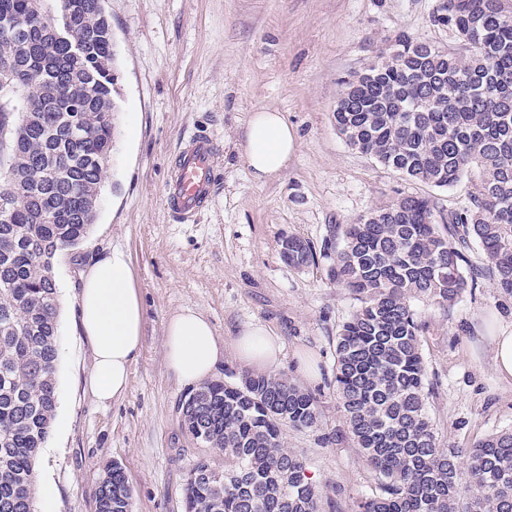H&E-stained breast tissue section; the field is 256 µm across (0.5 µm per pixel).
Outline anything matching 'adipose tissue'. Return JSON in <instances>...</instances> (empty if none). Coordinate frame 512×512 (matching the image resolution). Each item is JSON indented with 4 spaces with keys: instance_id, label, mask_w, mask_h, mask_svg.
Returning a JSON list of instances; mask_svg holds the SVG:
<instances>
[{
    "instance_id": "1",
    "label": "adipose tissue",
    "mask_w": 512,
    "mask_h": 512,
    "mask_svg": "<svg viewBox=\"0 0 512 512\" xmlns=\"http://www.w3.org/2000/svg\"><path fill=\"white\" fill-rule=\"evenodd\" d=\"M298 146V135L281 113L255 112L244 130V158L255 179L280 174ZM76 329L92 348L87 375L91 395L100 403L123 396L130 370L142 348L143 315L127 255L119 250L99 254L82 270L76 293ZM239 360L249 366H277L282 347L261 326L244 328L234 340ZM168 368L186 386L206 381L224 357L210 321L187 309L166 323Z\"/></svg>"
}]
</instances>
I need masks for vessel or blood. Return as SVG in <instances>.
<instances>
[{"label": "vessel or blood", "mask_w": 512, "mask_h": 512, "mask_svg": "<svg viewBox=\"0 0 512 512\" xmlns=\"http://www.w3.org/2000/svg\"><path fill=\"white\" fill-rule=\"evenodd\" d=\"M218 151L214 140L203 134L189 137L177 153L166 184L168 211L179 222L198 214L212 196Z\"/></svg>", "instance_id": "obj_1"}]
</instances>
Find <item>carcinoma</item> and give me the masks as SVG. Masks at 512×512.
<instances>
[{"label": "carcinoma", "instance_id": "carcinoma-1", "mask_svg": "<svg viewBox=\"0 0 512 512\" xmlns=\"http://www.w3.org/2000/svg\"><path fill=\"white\" fill-rule=\"evenodd\" d=\"M69 14L77 55L57 42L47 2ZM0 512H34L36 459L57 403V256L95 221L112 151L115 53L101 0H0ZM468 55L400 36L378 68L341 81L333 113L345 142L400 175L449 188L473 176L468 203L445 214L407 196L336 224L320 247L294 237L282 256L301 269L328 260L327 277L358 301L335 339L334 385L350 439L375 493L352 512H512V431L443 448L429 410L434 383L423 356L422 302L452 309L490 277L512 296V13L503 0H442L433 16ZM20 96L14 113L10 97ZM86 128L70 137L74 122ZM477 242L486 259L464 270ZM184 421L224 450V483L199 462L185 512H319L306 459L288 429L317 430V395L282 373H245L189 394ZM466 464L469 483L460 482ZM98 512H131L123 469L103 477Z\"/></svg>", "mask_w": 512, "mask_h": 512}]
</instances>
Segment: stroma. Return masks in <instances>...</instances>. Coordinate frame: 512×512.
Segmentation results:
<instances>
[{
  "mask_svg": "<svg viewBox=\"0 0 512 512\" xmlns=\"http://www.w3.org/2000/svg\"><path fill=\"white\" fill-rule=\"evenodd\" d=\"M439 0H106L118 76L116 129L104 166L97 214L86 239L60 253L53 272L59 301L58 407L38 460L37 512H96L101 480L120 465L133 512H185L188 472L201 461L224 467L218 448L198 447L182 422L190 392L168 369V318L202 313L224 341L214 381L246 372L233 354L238 333L259 325L283 346L278 366L315 392L320 431L289 430L322 485L320 512H351L371 494L372 472L350 442L321 444L345 432L333 385L335 337L355 301L328 283L326 262L297 269L281 254L296 237L321 243L348 224L406 195L462 208L473 178L449 189L406 178L351 148L333 113L342 78L361 71L398 35L454 53V31L435 25ZM282 113L299 137L279 176L256 180L241 146L251 114ZM219 146V179L195 222L170 217L164 186L190 135ZM127 254L144 307L143 345L118 400L98 403L86 388L92 364L75 327L79 271L96 252ZM423 354L434 383L430 413L441 445L469 447L512 430V385L497 377L489 338L512 322V296L492 279L451 311L427 309ZM315 368L303 373L301 363Z\"/></svg>",
  "mask_w": 512,
  "mask_h": 512,
  "instance_id": "stroma-1",
  "label": "stroma"
}]
</instances>
